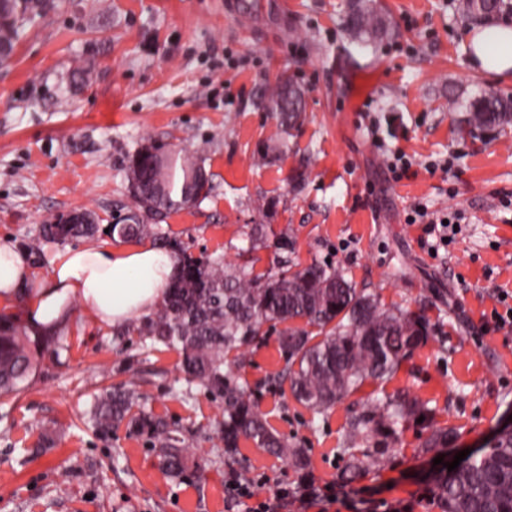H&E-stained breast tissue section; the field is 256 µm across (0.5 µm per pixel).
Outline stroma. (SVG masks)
Returning a JSON list of instances; mask_svg holds the SVG:
<instances>
[{
  "label": "stroma",
  "instance_id": "stroma-1",
  "mask_svg": "<svg viewBox=\"0 0 512 512\" xmlns=\"http://www.w3.org/2000/svg\"><path fill=\"white\" fill-rule=\"evenodd\" d=\"M244 2L235 16L228 0H47L0 64V238L48 269L61 247L42 240V224L84 209L98 220L95 243H112L110 225L133 207L131 157L150 143L205 147L210 195L162 223L189 253L266 275L279 255L274 232L287 226L297 267L331 264L384 308L432 326L384 386L365 383L317 414L288 385L268 388L285 365L286 326L264 324L243 365L232 353L225 361L269 427L306 449L308 466L245 440L240 479L262 498L308 478L336 487L335 502L308 512H387L397 502L441 512L434 459L479 452L512 420V325L485 329L512 308V126L466 123L470 99L512 94V78L472 64L470 23L450 0H373L394 30L374 47L349 35V0ZM77 68L84 82H74ZM283 78L304 97L287 131L267 107ZM402 165L407 175L395 178ZM417 205L458 233L429 242L410 221ZM256 224L273 233L254 248ZM36 354L24 389L0 397V512H241L224 501L223 462L179 481L125 426L104 439L89 420L95 396L130 366L145 373L148 407L215 452L223 405L199 388L180 396L177 350L87 326ZM400 392L436 406L452 441L424 450L426 431L407 423L385 467L344 483L351 417Z\"/></svg>",
  "mask_w": 512,
  "mask_h": 512
}]
</instances>
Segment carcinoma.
Listing matches in <instances>:
<instances>
[{
    "mask_svg": "<svg viewBox=\"0 0 512 512\" xmlns=\"http://www.w3.org/2000/svg\"><path fill=\"white\" fill-rule=\"evenodd\" d=\"M45 8V0H0V42L13 47L22 22ZM458 10L471 20L512 11L506 0H459ZM348 28L366 41H380L389 34L385 18L370 0H355ZM281 124L291 126L302 114V93L282 79L269 99ZM470 125L494 130L512 125V95L491 92L474 99L467 110ZM139 183L138 211L142 219L123 217L111 225V234L124 240L151 238L177 256V272L167 295L152 316L120 332L136 334L145 344L177 348L182 353L180 370L188 385L206 390L224 404L217 422L224 458L235 461L240 441L251 440L272 455L288 458L296 468L306 467L304 449L290 448L266 424L254 393L224 369V355L238 352V361L257 341L266 322L304 320L319 328L321 339L303 329H288L279 336L285 367L269 380L270 386L289 382L293 397L315 412H322L358 391L367 381L391 378L418 346L430 324L422 316L382 308L377 298L353 285L345 273L312 264L293 269L288 257L277 261V271L267 277L253 274L245 265L223 259L194 257L159 227L168 213L196 207L211 192L204 168L203 151L173 150L165 162L155 165L144 156L129 164L126 180ZM96 224L42 225V237L67 244L94 235ZM32 355L26 337L8 321H0V394L17 391L32 371ZM141 373L96 399L91 409L94 429L103 436L112 426L126 424L129 433L143 437L155 453L158 465L176 479L196 477L204 456L189 452L188 438L176 423L142 409L131 413L142 399ZM423 419L430 430L425 448H444L452 437L435 425L436 409L402 395L383 406H371L354 415L350 434L372 440L363 458L351 456L341 479L350 483L364 470L381 467L389 458L390 445L408 420ZM434 496L441 512H512V430H503L490 447L436 480Z\"/></svg>",
    "mask_w": 512,
    "mask_h": 512,
    "instance_id": "obj_1",
    "label": "carcinoma"
}]
</instances>
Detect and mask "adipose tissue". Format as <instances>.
I'll return each instance as SVG.
<instances>
[{
  "label": "adipose tissue",
  "mask_w": 512,
  "mask_h": 512,
  "mask_svg": "<svg viewBox=\"0 0 512 512\" xmlns=\"http://www.w3.org/2000/svg\"><path fill=\"white\" fill-rule=\"evenodd\" d=\"M472 60L484 73L512 77V27L480 24L468 35ZM176 270L168 251L149 243H88L35 268L12 242L0 239V308L24 295L22 316L31 335L54 336L81 310L93 327L111 329L151 316Z\"/></svg>",
  "instance_id": "ef3b65f1"
}]
</instances>
